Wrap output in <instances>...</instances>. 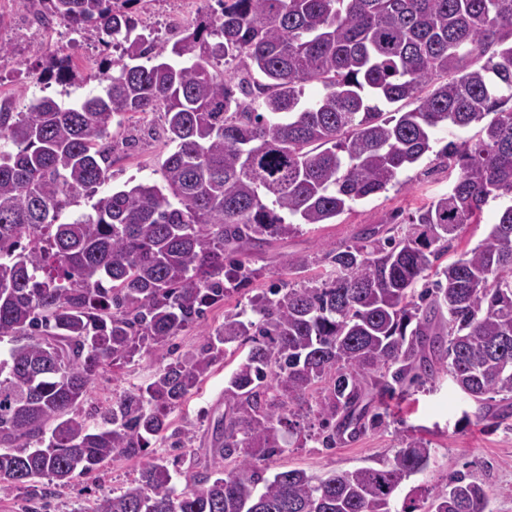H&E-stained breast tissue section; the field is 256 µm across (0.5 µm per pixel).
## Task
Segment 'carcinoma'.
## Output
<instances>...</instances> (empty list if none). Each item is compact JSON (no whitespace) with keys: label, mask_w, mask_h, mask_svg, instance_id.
<instances>
[{"label":"carcinoma","mask_w":512,"mask_h":512,"mask_svg":"<svg viewBox=\"0 0 512 512\" xmlns=\"http://www.w3.org/2000/svg\"><path fill=\"white\" fill-rule=\"evenodd\" d=\"M41 22L93 29L120 50L98 64L104 93L0 110V482L32 501L150 440L184 448L169 415L228 352L249 346L224 387L211 448L149 458L117 493L79 512H398L430 443H405L379 467L264 475L300 420L325 448L387 425L390 401L444 369L497 427L512 416V204L485 239L444 265L489 200L512 198V0H216L162 59L135 0H21ZM224 70L217 71L218 65ZM49 72H72L65 48ZM323 92L305 98V86ZM403 101L405 112L379 104ZM164 113L173 151L164 185L59 215L109 178L110 128ZM482 124L438 154L452 189L406 224H374L328 253L320 279L273 283L224 317L195 351L171 341L253 278L244 257L329 224L382 193L431 149L435 131ZM165 351L146 386L112 396L100 421L74 413L99 373ZM502 412L490 410L493 396ZM51 435H46V431ZM48 479L43 483L42 479ZM421 512H489L483 485L456 472L422 491Z\"/></svg>","instance_id":"carcinoma-1"}]
</instances>
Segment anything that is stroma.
I'll return each instance as SVG.
<instances>
[{
	"label": "stroma",
	"instance_id": "obj_1",
	"mask_svg": "<svg viewBox=\"0 0 512 512\" xmlns=\"http://www.w3.org/2000/svg\"><path fill=\"white\" fill-rule=\"evenodd\" d=\"M186 8L185 0H138L136 5L141 18L151 25L159 41L168 46L181 36ZM31 27L30 18L18 0H0V42L10 47L9 53L0 55V101L14 103L23 95L49 96L70 105L101 93L102 86L94 72L81 67L76 68L67 83L47 81L44 44L56 40L57 35L45 32L35 39ZM163 123L157 112L124 119L113 131L109 179L95 192L81 195L73 209L63 211L61 222L70 221L76 212H92L100 198L124 187L161 184L162 164L170 151ZM455 180V174L440 166L434 152H427L415 165L399 173L395 186L353 203L351 210L338 216L334 223L303 226L301 233L254 252L249 265L257 274L249 286L210 307L201 322L186 327L175 337V345L183 351L197 348L209 330L223 324L225 314L247 307L251 296L273 282H291V275L282 266L288 254L306 255L310 262L307 279L318 278L326 254L351 243L364 225L380 223L393 214L409 213L447 193ZM240 360V355H227L225 361L213 367L202 390L172 413L175 422L191 424L195 432L194 451L201 453L207 448L210 420L224 411V382ZM158 363L157 355L140 353L118 371L101 372L80 406L82 414L96 416L113 394L144 382ZM474 410V403L443 372L433 385L412 392L387 427L331 449L312 441L290 443L267 468L272 474L300 468L322 477L333 471L377 467L391 460L406 440L422 438L431 444L430 466L404 482L401 496L410 495L420 485L445 484L451 473L461 471L472 474L484 485L493 512H512V429H487L471 419ZM142 464L139 457L105 462L93 475L76 478L69 486L59 488L47 512H78L93 500L98 485L127 486L137 477Z\"/></svg>",
	"mask_w": 512,
	"mask_h": 512
}]
</instances>
